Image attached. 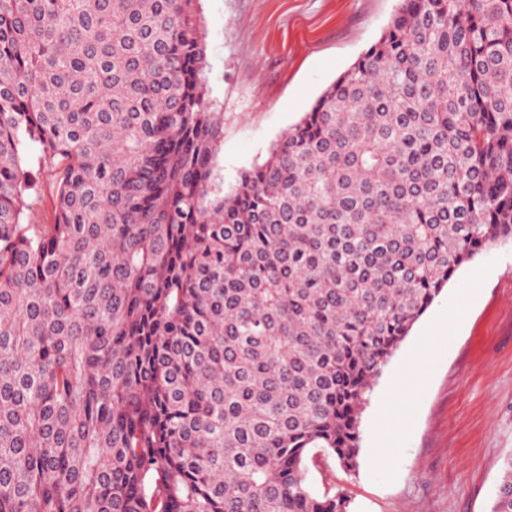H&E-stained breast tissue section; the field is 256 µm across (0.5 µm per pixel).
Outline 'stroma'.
Returning <instances> with one entry per match:
<instances>
[{"instance_id":"obj_1","label":"stroma","mask_w":512,"mask_h":512,"mask_svg":"<svg viewBox=\"0 0 512 512\" xmlns=\"http://www.w3.org/2000/svg\"><path fill=\"white\" fill-rule=\"evenodd\" d=\"M398 0H199L206 87L224 114V188L261 164L386 30ZM454 334L416 349L430 324ZM415 356V382L396 370ZM358 465L310 469L350 512H492L512 457V241L463 264L383 367L360 420Z\"/></svg>"}]
</instances>
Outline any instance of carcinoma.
<instances>
[{"label": "carcinoma", "instance_id": "cac0c4a2", "mask_svg": "<svg viewBox=\"0 0 512 512\" xmlns=\"http://www.w3.org/2000/svg\"><path fill=\"white\" fill-rule=\"evenodd\" d=\"M197 3L0 0V512H348L309 467L512 241V0H399L227 193Z\"/></svg>", "mask_w": 512, "mask_h": 512}]
</instances>
